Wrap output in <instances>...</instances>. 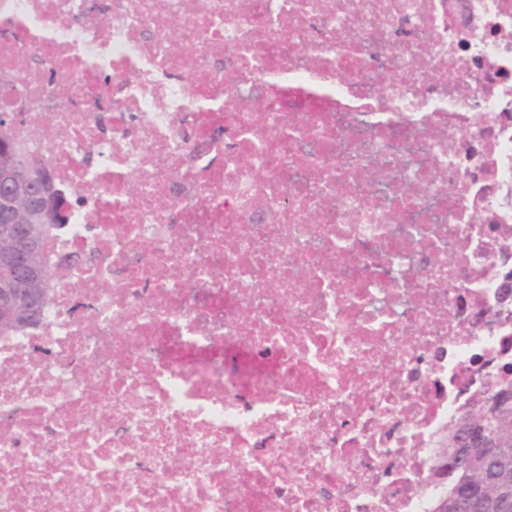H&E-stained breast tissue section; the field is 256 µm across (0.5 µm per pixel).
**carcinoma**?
<instances>
[{
  "instance_id": "carcinoma-1",
  "label": "carcinoma",
  "mask_w": 512,
  "mask_h": 512,
  "mask_svg": "<svg viewBox=\"0 0 512 512\" xmlns=\"http://www.w3.org/2000/svg\"><path fill=\"white\" fill-rule=\"evenodd\" d=\"M12 123L0 119V163L8 162L19 146L11 136ZM60 226L55 219L39 230L38 249L21 259L40 265L48 279L53 270L45 256L49 235ZM505 375L488 382L480 397L462 406L436 449H452L442 459L449 469L447 487L441 489L429 512L448 502L446 512H512V361Z\"/></svg>"
}]
</instances>
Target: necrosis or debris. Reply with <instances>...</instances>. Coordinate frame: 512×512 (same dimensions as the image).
<instances>
[{
	"instance_id": "necrosis-or-debris-1",
	"label": "necrosis or debris",
	"mask_w": 512,
	"mask_h": 512,
	"mask_svg": "<svg viewBox=\"0 0 512 512\" xmlns=\"http://www.w3.org/2000/svg\"><path fill=\"white\" fill-rule=\"evenodd\" d=\"M465 10L0 0V111L65 194L0 512H428L512 356V0Z\"/></svg>"
}]
</instances>
